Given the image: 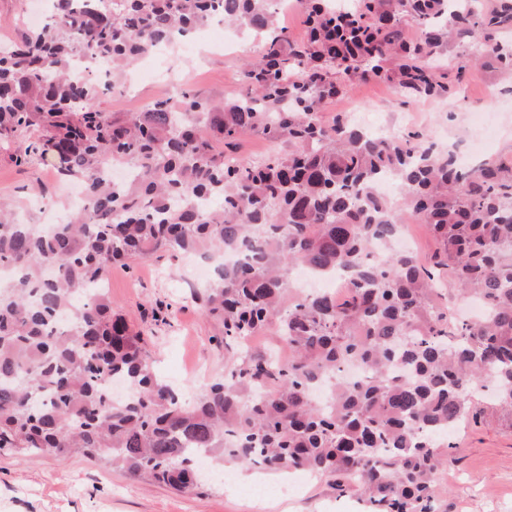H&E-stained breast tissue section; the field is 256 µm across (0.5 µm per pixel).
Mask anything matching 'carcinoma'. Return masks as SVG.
<instances>
[{"instance_id":"cac0c4a2","label":"carcinoma","mask_w":512,"mask_h":512,"mask_svg":"<svg viewBox=\"0 0 512 512\" xmlns=\"http://www.w3.org/2000/svg\"><path fill=\"white\" fill-rule=\"evenodd\" d=\"M42 27L0 50V143L26 141L19 164L50 161L87 206L45 228L0 203V454H75L179 491L202 488L198 458L247 468L359 479L372 512H435L437 472L453 442L428 433L466 418L491 382L512 410V165L472 170L417 141L370 138L325 104L380 80L408 98L445 101L472 65L512 75V0H299L305 35L278 23L271 0H52ZM222 17L260 39L242 91L217 102L189 89L141 112H105L137 59ZM417 35L404 36V21ZM460 47L455 72L438 55ZM95 57L109 80L73 74ZM249 135L288 145L259 161L226 148ZM114 166L135 179H111ZM394 175L401 197L376 189ZM206 199L210 207L196 205ZM437 243L433 260L370 248L408 221ZM235 251L198 295L231 351L228 370L189 401L154 373L142 334L90 289L137 259ZM344 272L342 300L299 291L290 268ZM451 296L486 307L477 321L440 312ZM67 318H62V314ZM268 331L288 347L242 354ZM348 362L370 369L327 406L312 392ZM120 378L124 401L104 392Z\"/></svg>"}]
</instances>
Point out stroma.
Returning <instances> with one entry per match:
<instances>
[{
    "instance_id": "1",
    "label": "stroma",
    "mask_w": 512,
    "mask_h": 512,
    "mask_svg": "<svg viewBox=\"0 0 512 512\" xmlns=\"http://www.w3.org/2000/svg\"><path fill=\"white\" fill-rule=\"evenodd\" d=\"M48 18L44 0H0V46ZM205 29L179 42L177 56L168 63L179 87L201 92L214 100L239 92L245 57L240 39L229 35L227 49L203 46ZM151 58L138 61L125 86L100 99L107 112H138L143 105L169 96L167 86L152 81ZM372 113L382 122L405 117L403 132L422 141L447 147L474 139L485 143L484 156L512 162V78L480 68L465 73L457 97L447 103L408 100L388 84L352 85L330 101L324 121L348 112L350 105ZM24 139L0 147V199L15 201L22 217L37 224L52 223L65 212L64 185L55 169L42 161L16 164ZM188 259L148 258L134 268L113 267L108 293L114 307L149 339L157 373L183 395L224 372V349L212 338L219 331L196 300L206 278ZM162 305L163 321L153 318ZM454 447L441 469L442 492L437 512H512V413L492 396L477 397L472 411L453 432ZM234 486L213 480L201 494L178 492L145 479H135L99 460L76 456L59 461L50 456L23 461L0 455V512H368L359 494L337 491L332 481L306 472L263 474L262 483L296 484L297 493L261 496L248 473L233 467Z\"/></svg>"
}]
</instances>
